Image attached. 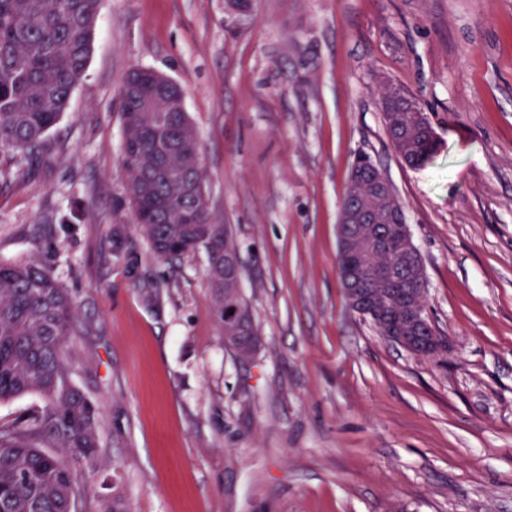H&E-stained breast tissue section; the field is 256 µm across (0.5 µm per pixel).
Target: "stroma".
I'll return each mask as SVG.
<instances>
[{
  "label": "stroma",
  "instance_id": "1",
  "mask_svg": "<svg viewBox=\"0 0 512 512\" xmlns=\"http://www.w3.org/2000/svg\"><path fill=\"white\" fill-rule=\"evenodd\" d=\"M178 82L211 219L261 338L224 344L204 252L134 224L121 85ZM434 152L393 151L385 80ZM367 153L403 204L448 351L382 337L340 284L336 224ZM71 297L65 348L101 455L83 512H512V0H101L86 73L35 161H0V264Z\"/></svg>",
  "mask_w": 512,
  "mask_h": 512
}]
</instances>
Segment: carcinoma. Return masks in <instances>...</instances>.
I'll return each mask as SVG.
<instances>
[{
	"instance_id": "obj_1",
	"label": "carcinoma",
	"mask_w": 512,
	"mask_h": 512,
	"mask_svg": "<svg viewBox=\"0 0 512 512\" xmlns=\"http://www.w3.org/2000/svg\"><path fill=\"white\" fill-rule=\"evenodd\" d=\"M100 0H0V154L32 156L66 111L83 79ZM123 162L129 172L134 223L161 259L202 250L206 277L218 301L224 287V251L234 248L224 225L194 212L178 193V173L205 178L198 136L185 125L183 90L165 86L137 68L122 84ZM405 133L389 130L392 147L409 166L423 165L434 136L416 112L401 113ZM374 165L357 155L342 203L365 191L355 179ZM75 319L71 298L37 263L0 265V401L35 393L43 400L31 420L0 426V512H70L81 491L71 462L100 453L95 405L72 382L64 344Z\"/></svg>"
}]
</instances>
